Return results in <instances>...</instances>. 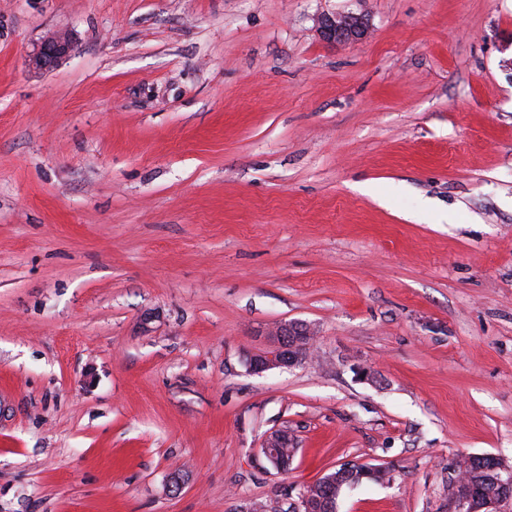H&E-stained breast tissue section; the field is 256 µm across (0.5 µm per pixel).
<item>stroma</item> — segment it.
<instances>
[{"label":"stroma","mask_w":512,"mask_h":512,"mask_svg":"<svg viewBox=\"0 0 512 512\" xmlns=\"http://www.w3.org/2000/svg\"><path fill=\"white\" fill-rule=\"evenodd\" d=\"M293 321L312 358L249 373ZM483 454L512 466V0H0V512H286L347 463L392 478L337 512H451ZM320 24L323 39L334 44L359 42L368 32L367 19L361 14L325 15ZM71 47L70 35L67 32H56L40 44L31 57V63L37 69H52L68 56ZM295 439L288 429L281 428L276 429L268 433L263 441L262 448L264 450V457L271 464V466L279 473H284L282 455H290L292 448H288L289 445L295 447ZM275 448H282V455L277 454Z\"/></svg>","instance_id":"35a3bbf8"}]
</instances>
